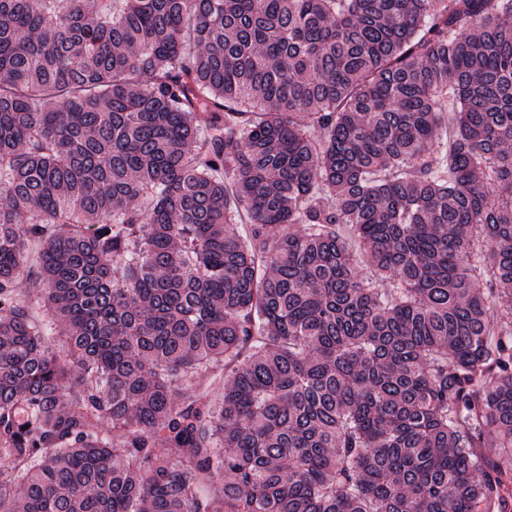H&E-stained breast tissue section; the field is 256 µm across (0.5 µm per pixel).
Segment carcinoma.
Wrapping results in <instances>:
<instances>
[{
    "label": "carcinoma",
    "mask_w": 512,
    "mask_h": 512,
    "mask_svg": "<svg viewBox=\"0 0 512 512\" xmlns=\"http://www.w3.org/2000/svg\"><path fill=\"white\" fill-rule=\"evenodd\" d=\"M509 316L512 0H0V512H512Z\"/></svg>",
    "instance_id": "carcinoma-1"
}]
</instances>
